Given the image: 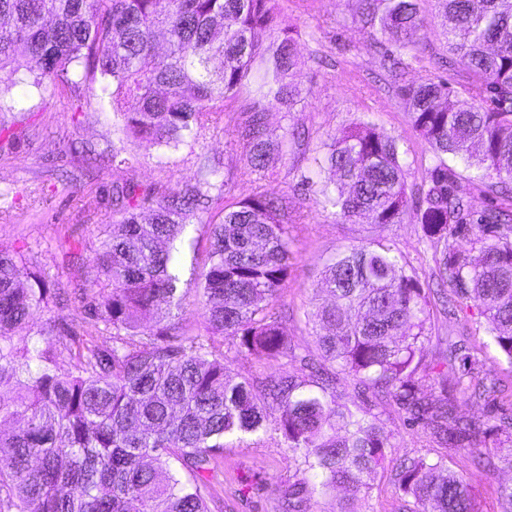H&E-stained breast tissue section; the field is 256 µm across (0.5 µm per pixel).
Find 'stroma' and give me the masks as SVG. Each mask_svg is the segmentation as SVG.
<instances>
[{
    "label": "stroma",
    "instance_id": "stroma-1",
    "mask_svg": "<svg viewBox=\"0 0 512 512\" xmlns=\"http://www.w3.org/2000/svg\"><path fill=\"white\" fill-rule=\"evenodd\" d=\"M277 8L298 42L301 65L295 80L304 98L291 112L270 109L267 126L271 142L288 141V153L276 159L271 174L245 176L240 172L236 128L244 124L263 92L264 65L224 101V122L199 129L191 146L161 155L146 141L128 139L112 119L108 98L75 106L47 86L32 85L26 69L13 75L0 104L14 115H28L39 127V137L17 132L13 141L0 139V243L28 252L45 280L56 278L86 285L96 281L95 264H75L58 249L60 238L88 243L106 234L118 216L112 210L113 185L134 180L145 186H170L194 180L203 159L219 162L228 180L223 198L214 200L209 218L219 219L224 208L256 193L285 198L291 221L290 268L280 290L288 311L285 325L296 348V360L283 363L256 356L230 357V375L273 380L284 372L310 377L323 365L306 315L325 300L318 287L324 263L337 250L371 240H384L413 267L423 288L436 285L431 253L423 232L413 220L401 224H341L331 210L318 205V186L307 185L311 159L327 134L363 119L391 136L410 165L408 197L417 201L424 167L432 162L428 145L412 129L404 101L384 70L368 30L353 19L350 0H278ZM447 53L439 28L428 29L415 66L416 78L442 77L463 81L456 70L440 67ZM119 149L129 163L123 167L102 161L87 166L81 152L92 149L106 154ZM102 193L97 210L87 211L81 201L85 185ZM428 336L420 368L433 375L444 368L440 339L446 334L464 337L475 349L485 372L495 376L502 393L495 401L473 398L463 389L457 394L459 411L487 420L493 409L512 407V366L484 332V319L476 305L461 304L453 293L430 297ZM349 407L368 408L392 436L393 448L370 482L368 493L353 494L339 488L330 497H311L308 512H409L407 499L395 489L396 473L404 461L417 456L444 459L449 468L470 483L477 512H503L498 487L512 480V472L489 466L495 448H486L487 463L465 452L442 447L429 430L411 424L395 403L379 405L372 391L340 382ZM219 463L207 478L203 493L210 512H285L288 485L295 479L297 464L292 452L274 434H245L226 439Z\"/></svg>",
    "mask_w": 512,
    "mask_h": 512
}]
</instances>
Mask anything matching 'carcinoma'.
<instances>
[{
	"instance_id": "1",
	"label": "carcinoma",
	"mask_w": 512,
	"mask_h": 512,
	"mask_svg": "<svg viewBox=\"0 0 512 512\" xmlns=\"http://www.w3.org/2000/svg\"><path fill=\"white\" fill-rule=\"evenodd\" d=\"M435 2L428 18L418 0H354L355 18L376 29L371 40L392 60L412 127L433 153L420 203L410 209L409 165L372 122L331 134L313 163L337 178L335 189L320 190L337 222L387 226L413 214L435 276L480 308L487 335L512 365V210L480 205L458 189L462 167L482 171L481 195L512 183V0ZM430 26L446 39L442 62L465 74L457 89L406 78L405 56L418 51ZM21 58L39 72V86L109 95L120 131L165 154L219 122L224 98L262 60L266 103L237 130L251 174L270 168L267 108L288 113L301 96L292 80L297 46L276 0H0V75L16 73ZM225 186L217 165L174 188L114 186L121 218L112 231L80 249L61 245L77 261L91 252L100 278L88 288L42 279L27 288L24 251L0 247V422L22 421L8 434L0 430V508L208 512L202 488L216 452L228 437L260 432L280 435L301 460V477L288 486L292 512L338 487L369 489L390 436L370 412L338 401L335 378L237 381L224 366L231 353L296 357L277 310L290 253L283 199L254 194L210 225L206 260L192 268L208 334L190 335L175 320L187 227ZM70 288L85 295L90 327L104 326L112 345L86 347L63 376L57 337L90 336L89 327L47 324L22 350L12 334ZM320 288L329 299L310 321L323 361L425 422L444 447L472 451L467 442L478 421L458 414L453 391L483 365L450 338L448 371L432 378L430 397L417 395L430 299L414 269L374 240L328 259ZM271 402L280 409L274 420ZM491 432L499 461L512 470V416H500ZM396 491L413 500L412 512H474L470 486L442 459H410Z\"/></svg>"
}]
</instances>
